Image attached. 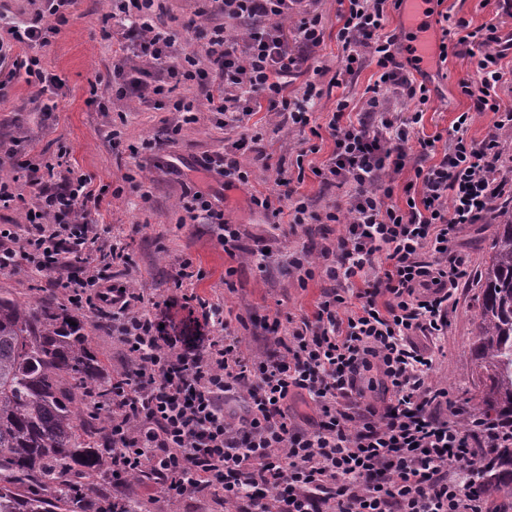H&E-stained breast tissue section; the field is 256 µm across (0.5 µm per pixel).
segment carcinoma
<instances>
[{"label":"carcinoma","instance_id":"carcinoma-1","mask_svg":"<svg viewBox=\"0 0 512 512\" xmlns=\"http://www.w3.org/2000/svg\"><path fill=\"white\" fill-rule=\"evenodd\" d=\"M478 280L465 419L508 440L476 448L474 487L512 493V212L489 225ZM186 344L189 319L172 326ZM112 412V378L89 350L84 322L0 291V512H101L112 503V446L88 405Z\"/></svg>","mask_w":512,"mask_h":512}]
</instances>
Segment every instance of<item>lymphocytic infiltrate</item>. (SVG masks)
I'll use <instances>...</instances> for the list:
<instances>
[{"mask_svg":"<svg viewBox=\"0 0 512 512\" xmlns=\"http://www.w3.org/2000/svg\"><path fill=\"white\" fill-rule=\"evenodd\" d=\"M33 21L0 36V69L25 71L28 84L62 88L39 56L16 58L17 45H44L73 0H37ZM156 0H113L126 25L123 56L112 70L118 99L193 114L194 101L174 98L197 81L210 88L208 109L230 128L253 112L280 113L293 131L317 133L323 90L307 81L289 93V80L324 42L318 0H207L221 24L198 31L203 53L182 51L179 36L155 10ZM336 40L347 76L376 67L371 95L354 118L347 100L327 124L334 148L313 173L321 185L351 186L345 204L309 210L279 175L274 194L252 204L270 223L326 221L341 225L318 257L299 250L288 267L299 284L324 287L312 314L267 325L265 348L243 349L223 309L198 299L211 333L190 346L161 335L157 312L138 289H123L102 269L127 263L124 247L102 240L86 209L88 181L63 160L29 169L37 193L23 223L0 228V269L19 256L50 271L48 288L82 298L88 309L112 312L109 333L125 353L112 377V498L120 500L132 474L149 471L160 487L155 512L220 493L225 512H502L487 492L467 488L475 465L472 431L462 429L447 387L431 379L436 357L415 337L438 343L448 335L457 291L469 274L461 233L512 208V179L503 165L502 138L512 132V105L499 92L512 84L503 65L512 32L458 19L443 32L440 52L474 47V73L460 83L473 110L495 116L480 141L467 136L470 116L453 123L445 149L421 136L426 85L398 57V37L386 33L388 7L402 0H346ZM415 102L403 111L404 102ZM417 141V159L408 144ZM405 205L393 204L405 168ZM378 378L382 400L368 399L366 377ZM316 409L311 428L294 423L293 399ZM241 400L232 418L227 401Z\"/></svg>","mask_w":512,"mask_h":512,"instance_id":"f902f5d3","label":"lymphocytic infiltrate"}]
</instances>
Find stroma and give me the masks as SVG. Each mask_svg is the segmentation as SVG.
Returning <instances> with one entry per match:
<instances>
[{
	"instance_id": "1",
	"label": "stroma",
	"mask_w": 512,
	"mask_h": 512,
	"mask_svg": "<svg viewBox=\"0 0 512 512\" xmlns=\"http://www.w3.org/2000/svg\"><path fill=\"white\" fill-rule=\"evenodd\" d=\"M339 5L337 0H319L318 11L326 29L317 62L329 71L341 64L342 48L336 41ZM110 0H73L66 22L50 43L38 49L48 72L64 79L65 86L53 98L51 111L36 107L35 89L24 76H15L0 98V141L13 144L14 163L0 167V176L12 177L14 165L41 163L66 150L69 165L85 174L88 188L96 198L89 220L97 224L102 239L119 243L130 256L126 265L112 267L114 283L127 285L155 302L165 319H185L189 296H198L224 305L232 314L249 319L242 331L243 348L259 352L260 320L275 314L308 313L321 292L314 279L299 287L284 260L287 253L308 248L318 252L322 244L335 241L339 224H317L312 235H304L292 224H268L264 214L250 202L252 192L273 193L278 189V170L296 175L305 170L297 190L311 210L324 213L336 200V191L320 185L313 167L329 157L334 144L330 136L310 137L316 152L300 156L301 137L280 124L278 113L260 110L253 114L246 130L224 127L221 116L206 111V91L196 83L180 85L179 95L201 108L198 120L182 121L170 109L130 102L113 101L112 92L102 85L122 56V30L111 19ZM463 18L477 27L486 23L512 27V18L502 15L497 0H436L431 6L429 25L433 42H440L439 15ZM374 67H365L355 78L346 79L323 97L318 111L321 123H328L338 98L359 104L368 85L375 80ZM473 73L466 50L441 59L432 55L421 62L413 76L425 83L430 98L424 107L423 133L447 134L456 117L470 112L467 135L482 140L495 119L490 112H471V102L460 92L462 78ZM259 134L262 161H250L249 184L228 188L217 161L225 143L242 132ZM212 165H204V158ZM207 197L223 209L224 219L239 233L248 250L266 249L272 256L266 269L250 261L229 256L220 241L217 225L192 219L186 207L194 194ZM191 259L201 279L176 286L175 271L181 259ZM49 272L37 271L35 263L22 261L16 271L0 270V289L16 296L51 298L46 283ZM476 281L458 288V305L451 315L448 340L436 356L435 381L446 384L457 402H464L470 388L469 345L473 336Z\"/></svg>"
}]
</instances>
